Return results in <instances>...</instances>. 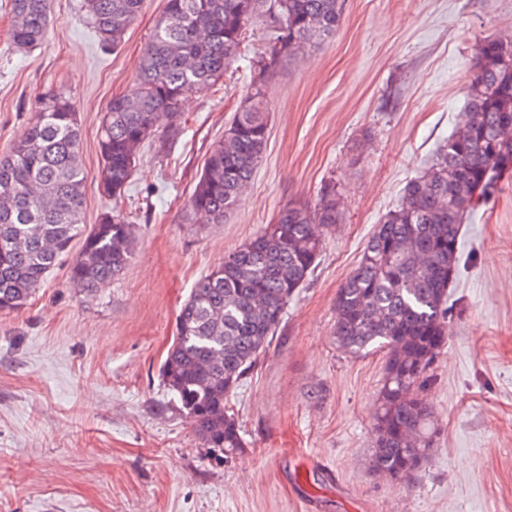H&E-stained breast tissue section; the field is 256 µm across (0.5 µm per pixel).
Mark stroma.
Listing matches in <instances>:
<instances>
[{"mask_svg":"<svg viewBox=\"0 0 512 512\" xmlns=\"http://www.w3.org/2000/svg\"><path fill=\"white\" fill-rule=\"evenodd\" d=\"M166 0H144L122 45L100 44L82 0H51L40 45L10 39L0 0V156L47 93L69 96L88 174L83 222L118 210L134 255L96 296L63 258L21 309L0 311V512H512V170L462 228L453 326L423 398L435 432L410 481L369 468L384 355L333 339L334 302L375 224L458 124L475 49L512 38V0H345L336 34L280 56L263 83L268 141L223 223L184 220L204 162L270 48L249 23L238 62L186 97L117 198L96 180L104 113L135 84ZM332 183L342 221L231 403L245 448L203 447L159 368L196 283L291 203Z\"/></svg>","mask_w":512,"mask_h":512,"instance_id":"obj_1","label":"stroma"}]
</instances>
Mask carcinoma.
<instances>
[{"instance_id":"obj_1","label":"carcinoma","mask_w":512,"mask_h":512,"mask_svg":"<svg viewBox=\"0 0 512 512\" xmlns=\"http://www.w3.org/2000/svg\"><path fill=\"white\" fill-rule=\"evenodd\" d=\"M143 0H83L100 43L118 48ZM267 9L277 24L270 53L254 63V91L241 102L210 152L186 210L213 224L239 204L267 146L261 83L278 56L340 28L344 0H167L146 43L135 86L112 98L100 138V186L119 196L140 146L162 113L177 130L179 103L216 83L238 60L250 19ZM50 0H12L15 46L38 44L50 25ZM460 123L398 204L375 225L359 263L336 293V344L351 355L385 353L374 423L371 471L406 482L430 456L431 411L420 398L448 342V288L458 276L462 225L512 167V40L485 39ZM74 106L62 94L41 100L11 153L0 158V311L28 302L59 260L82 245L70 279L93 296L130 263L132 225L119 213L83 224L87 173ZM341 217L335 186L312 207L289 204L275 222L224 258L181 305L160 371L195 434L230 456L245 447L231 409L323 250L319 228Z\"/></svg>"}]
</instances>
